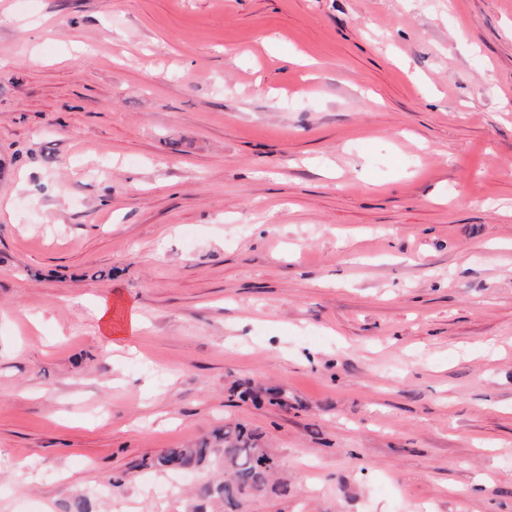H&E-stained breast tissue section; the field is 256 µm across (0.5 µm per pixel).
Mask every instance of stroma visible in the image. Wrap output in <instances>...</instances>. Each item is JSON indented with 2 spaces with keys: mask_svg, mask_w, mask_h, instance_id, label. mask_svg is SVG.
Returning <instances> with one entry per match:
<instances>
[{
  "mask_svg": "<svg viewBox=\"0 0 512 512\" xmlns=\"http://www.w3.org/2000/svg\"><path fill=\"white\" fill-rule=\"evenodd\" d=\"M0 162V512H512V0H0ZM111 312L110 302L101 299L95 310V317L98 322L97 331L99 339L108 347L115 346L113 338L116 337L112 336ZM260 436L241 425L224 426L215 441H201L196 448H171L157 460L160 471L176 472L207 461L216 448L224 455V480L205 481L196 487L197 498L204 503L216 501L225 512H237L242 502L264 493L277 469V463L260 445ZM266 463H270L267 464ZM198 512H204V505Z\"/></svg>",
  "mask_w": 512,
  "mask_h": 512,
  "instance_id": "35a3bbf8",
  "label": "stroma"
}]
</instances>
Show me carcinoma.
<instances>
[{"mask_svg": "<svg viewBox=\"0 0 512 512\" xmlns=\"http://www.w3.org/2000/svg\"><path fill=\"white\" fill-rule=\"evenodd\" d=\"M224 455V473L228 477L217 482L205 481L196 487V496L204 504L220 503L225 512H237L242 502L264 493L277 469V463L260 445V436L241 425L226 426L215 441H201L195 448H171L157 460L158 469L176 472L207 461L216 449Z\"/></svg>", "mask_w": 512, "mask_h": 512, "instance_id": "1", "label": "carcinoma"}]
</instances>
